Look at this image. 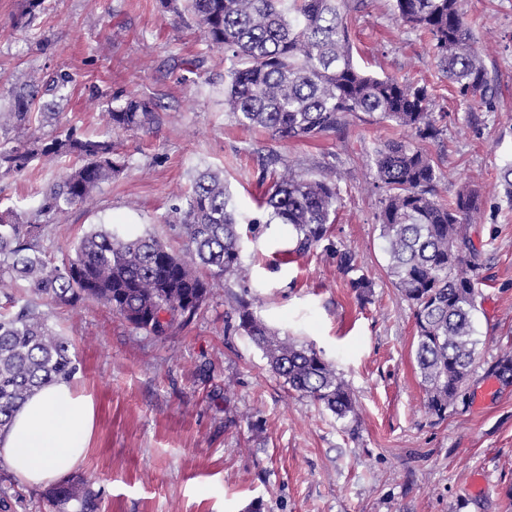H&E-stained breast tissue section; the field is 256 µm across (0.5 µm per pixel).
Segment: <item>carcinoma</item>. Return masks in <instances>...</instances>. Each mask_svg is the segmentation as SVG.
<instances>
[{
	"mask_svg": "<svg viewBox=\"0 0 512 512\" xmlns=\"http://www.w3.org/2000/svg\"><path fill=\"white\" fill-rule=\"evenodd\" d=\"M393 2L404 23L430 35L437 64L459 96L491 104L495 89L460 0ZM183 8L204 40L224 51L229 62L225 104L238 124L261 127L278 140H303L340 130L363 113L404 131L373 155L374 188L382 195L380 236L388 273L414 312L424 407L445 419L465 402L478 356L473 317L483 260L470 224L482 198L469 184L448 201L437 196L442 174L422 146L442 134L428 87L373 76L355 64L349 20L359 0H183ZM40 93L35 76L11 89L8 107L0 111V136L32 121ZM152 113L151 103L129 99L107 115L115 127L139 130ZM63 158L76 159L78 166L45 189L40 216L86 201L126 167L114 157L112 142L72 130L9 148L0 143L5 174L21 172L36 159ZM339 200L337 184L288 168L271 174L262 206L267 223L292 228L295 253L306 254L325 242L347 275L358 270L356 253L328 241ZM174 215L186 238L184 256L151 234L130 238L94 229L58 264L41 248L45 225L22 224L11 208L0 212V284L26 283V292H5L0 301V430L35 391L69 380L77 370L73 343L48 324L40 303L75 306L94 300L132 328L164 336L196 314L215 279L247 278L239 219L222 176L199 174ZM237 312L238 327L290 389L340 420H357L356 401L332 364L315 349L271 331L249 303H240ZM491 372L512 383L511 350L496 359ZM44 497L52 512L98 509L96 495L80 480L52 486Z\"/></svg>",
	"mask_w": 512,
	"mask_h": 512,
	"instance_id": "1",
	"label": "carcinoma"
}]
</instances>
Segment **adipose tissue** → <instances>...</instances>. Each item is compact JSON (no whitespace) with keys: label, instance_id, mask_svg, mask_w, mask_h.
Masks as SVG:
<instances>
[{"label":"adipose tissue","instance_id":"1","mask_svg":"<svg viewBox=\"0 0 512 512\" xmlns=\"http://www.w3.org/2000/svg\"><path fill=\"white\" fill-rule=\"evenodd\" d=\"M94 422L90 395L65 380L50 383L29 397L0 431V460L22 483L60 481L83 459Z\"/></svg>","mask_w":512,"mask_h":512}]
</instances>
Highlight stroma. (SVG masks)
<instances>
[{
    "label": "stroma",
    "mask_w": 512,
    "mask_h": 512,
    "mask_svg": "<svg viewBox=\"0 0 512 512\" xmlns=\"http://www.w3.org/2000/svg\"><path fill=\"white\" fill-rule=\"evenodd\" d=\"M461 8L496 89L489 107L450 91L429 37L398 19L393 0H363L350 29L357 65L428 86L445 128L425 144L444 176L439 197L469 182L482 193L471 226L485 258L479 360L465 404L439 420L424 409L413 311L388 274L373 187V150L400 129L364 115L316 139L278 141L236 123L223 52L159 0H47L23 29L22 0H0V106L29 74L73 78L54 115L35 114L15 140L71 129L111 141L127 164L92 198L48 219L47 256L61 261L100 228L182 250L172 210L207 170L222 173L248 218L247 280L217 279L197 314L167 335L134 330L97 302L42 306L73 342V381L94 400V432L75 474L98 493L99 512H249L256 501L262 512H512V384L487 377L512 347V202L500 186L512 163V0H461ZM130 98L154 106L135 133L107 119L114 101ZM272 155L339 185L329 239L356 252L372 295L353 291L328 251L297 255L290 227L268 223L262 165ZM75 165L36 160L0 176V208L37 222L41 189ZM241 300L280 335L322 352L348 383L359 422L336 419L269 370L238 327ZM42 492L0 461V500L11 512H49Z\"/></svg>",
    "instance_id": "obj_1"
}]
</instances>
